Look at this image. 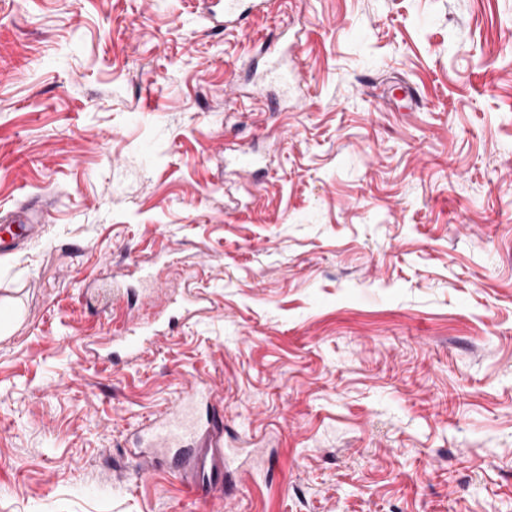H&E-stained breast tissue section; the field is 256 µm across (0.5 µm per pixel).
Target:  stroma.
I'll use <instances>...</instances> for the list:
<instances>
[{
    "label": "stroma",
    "mask_w": 512,
    "mask_h": 512,
    "mask_svg": "<svg viewBox=\"0 0 512 512\" xmlns=\"http://www.w3.org/2000/svg\"><path fill=\"white\" fill-rule=\"evenodd\" d=\"M261 36L298 46L279 112ZM30 196L0 512H512V0H288L220 34L206 0H0V213ZM132 261L200 312L113 367L86 289ZM198 381L241 451L206 500L130 452Z\"/></svg>",
    "instance_id": "stroma-1"
}]
</instances>
